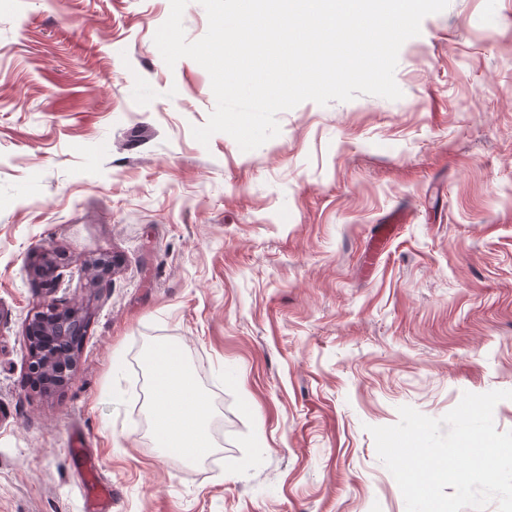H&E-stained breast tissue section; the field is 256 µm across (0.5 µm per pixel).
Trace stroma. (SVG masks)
I'll return each instance as SVG.
<instances>
[{
	"instance_id": "35a3bbf8",
	"label": "stroma",
	"mask_w": 512,
	"mask_h": 512,
	"mask_svg": "<svg viewBox=\"0 0 512 512\" xmlns=\"http://www.w3.org/2000/svg\"><path fill=\"white\" fill-rule=\"evenodd\" d=\"M169 13L0 0V512H85L76 430L112 512H406L370 427L512 390V0H449L400 99L302 102L249 152L193 138L215 98L164 62ZM51 295L89 319L46 393L25 329ZM158 342L199 373L207 459L147 436Z\"/></svg>"
}]
</instances>
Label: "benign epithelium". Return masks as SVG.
<instances>
[{
    "label": "benign epithelium",
    "mask_w": 512,
    "mask_h": 512,
    "mask_svg": "<svg viewBox=\"0 0 512 512\" xmlns=\"http://www.w3.org/2000/svg\"><path fill=\"white\" fill-rule=\"evenodd\" d=\"M87 313L52 298L28 322L26 368L33 380L42 377L65 384L73 377L76 353L69 335Z\"/></svg>",
    "instance_id": "obj_1"
}]
</instances>
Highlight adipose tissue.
I'll return each mask as SVG.
<instances>
[{"label": "adipose tissue", "mask_w": 512, "mask_h": 512, "mask_svg": "<svg viewBox=\"0 0 512 512\" xmlns=\"http://www.w3.org/2000/svg\"><path fill=\"white\" fill-rule=\"evenodd\" d=\"M151 381L149 412L153 437L166 457L195 460L214 445L209 429L210 406L178 347L158 343L145 354Z\"/></svg>", "instance_id": "adipose-tissue-1"}]
</instances>
